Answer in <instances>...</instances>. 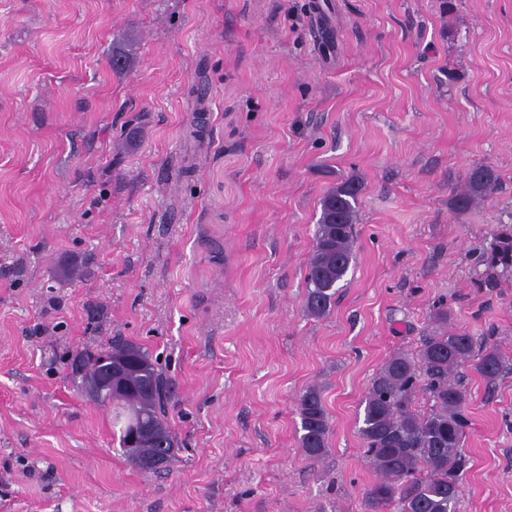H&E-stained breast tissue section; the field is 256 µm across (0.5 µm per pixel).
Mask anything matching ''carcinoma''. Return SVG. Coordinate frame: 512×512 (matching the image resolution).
Segmentation results:
<instances>
[{"mask_svg": "<svg viewBox=\"0 0 512 512\" xmlns=\"http://www.w3.org/2000/svg\"><path fill=\"white\" fill-rule=\"evenodd\" d=\"M497 172L473 165L462 189L450 199L451 208L464 214L499 190ZM361 181L348 177L330 187L320 202L312 252L306 276L305 312L312 318L329 314L340 282L355 261L354 224L358 221ZM490 273L481 285L499 287L500 278H512V224H500L491 242L475 259ZM439 324L425 337L415 355L396 353L379 369L362 405L359 435L377 481L365 495L368 512H455L462 476L467 467L462 452L467 420L466 395L452 379L458 367H471L488 381L501 376L504 365L497 348L484 346L475 354L469 333L447 330L448 314L438 312ZM112 380V390L93 389ZM85 390L100 405L112 404L115 422L126 417L136 424L120 429L123 455L144 472H157L175 461L176 439L166 403V383L148 351L136 343L119 341L87 359L82 379ZM427 394L430 409L414 408L419 392ZM301 448L319 460L328 452L331 431L321 392L304 390L297 399Z\"/></svg>", "mask_w": 512, "mask_h": 512, "instance_id": "cac0c4a2", "label": "carcinoma"}]
</instances>
